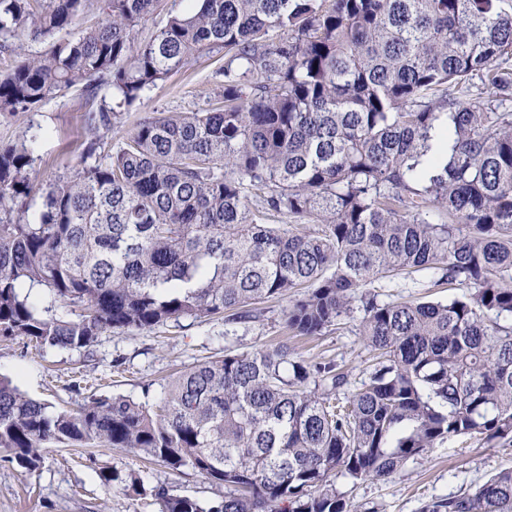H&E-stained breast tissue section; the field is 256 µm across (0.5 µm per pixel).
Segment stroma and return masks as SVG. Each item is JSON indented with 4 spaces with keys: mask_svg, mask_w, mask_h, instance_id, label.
Returning a JSON list of instances; mask_svg holds the SVG:
<instances>
[{
    "mask_svg": "<svg viewBox=\"0 0 512 512\" xmlns=\"http://www.w3.org/2000/svg\"><path fill=\"white\" fill-rule=\"evenodd\" d=\"M222 56H205L192 67L146 90L134 105L121 108L111 131L102 132L100 152L116 151L140 123L161 112L207 110L223 91L216 70ZM89 105L81 90L48 99L37 109L10 119L0 118V143L22 134L34 137L33 175L46 181L72 173L88 138ZM434 272L418 273L416 281L397 277L388 287L372 284L379 301L403 302L418 298L449 301L460 291L434 286ZM287 302L264 303L259 319L225 332L220 321L182 318L166 325L128 334L100 336L92 358L72 350L35 349L25 341L0 343V375L12 378L30 397L58 409H72L91 394L118 393L157 403L166 381L198 361L227 351H256L288 344L293 358L331 361L348 375L350 387L366 378L372 355L362 342L357 322L345 319L318 336L295 337L283 326ZM512 468L511 448H487L472 440L453 439L409 461L400 475L357 484L338 480L353 503L378 512H418L424 501L484 483L496 472ZM135 474L144 490L136 494L118 482L105 483L107 472ZM210 501L222 495L202 475L147 463L137 454L103 445L51 447L39 467L24 471L0 459V512H160L152 496L154 486Z\"/></svg>",
    "mask_w": 512,
    "mask_h": 512,
    "instance_id": "obj_1",
    "label": "stroma"
}]
</instances>
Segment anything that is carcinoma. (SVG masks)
<instances>
[{
    "instance_id": "cac0c4a2",
    "label": "carcinoma",
    "mask_w": 512,
    "mask_h": 512,
    "mask_svg": "<svg viewBox=\"0 0 512 512\" xmlns=\"http://www.w3.org/2000/svg\"><path fill=\"white\" fill-rule=\"evenodd\" d=\"M193 2L139 44L164 0H0L1 54L97 17L0 74L4 117L75 88L130 106L224 54L221 105L144 121L107 161L106 108L62 179L33 181L27 138L0 144V342L90 358L105 333L231 325L285 297L286 328L316 336L356 302L369 375L347 394L330 361L230 351L171 379L155 409L93 394L70 410L0 376V453L32 470L51 445L103 443L226 488L203 503L157 487L161 512H358L338 479L394 477L459 436L512 447V0ZM444 120L451 153L424 181ZM33 194L29 222L15 207ZM430 269L462 294L360 291ZM420 512H512V469Z\"/></svg>"
}]
</instances>
